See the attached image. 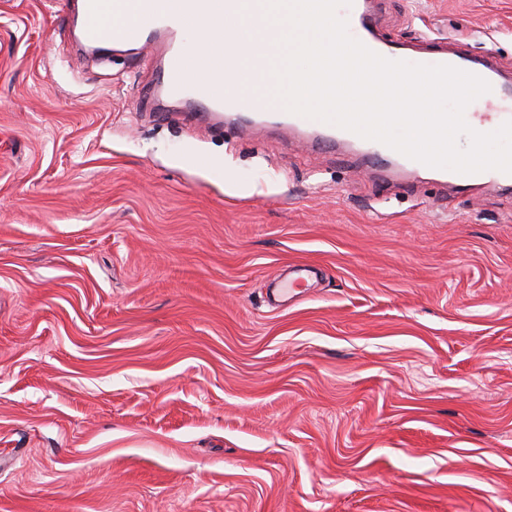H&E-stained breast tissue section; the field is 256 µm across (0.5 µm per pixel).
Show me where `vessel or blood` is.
I'll return each mask as SVG.
<instances>
[{"instance_id": "b4317fda", "label": "vessel or blood", "mask_w": 512, "mask_h": 512, "mask_svg": "<svg viewBox=\"0 0 512 512\" xmlns=\"http://www.w3.org/2000/svg\"><path fill=\"white\" fill-rule=\"evenodd\" d=\"M62 7H76L78 40L91 51L156 54L149 87L150 96L158 101L176 100L184 104L189 115L212 125L245 129L251 125L276 128L301 138L320 151L352 148L361 166L384 177L399 172L416 177L423 163L410 159L392 148L322 121L286 111L272 98L243 102L232 82L224 78V54L212 50L193 52L184 34L192 29L202 13L221 18L225 30L239 26L241 17L237 0H112V14L117 22L111 40H104L101 29L102 0H80ZM344 18L351 37L389 60L419 59L425 65H450L475 74L491 85L490 98L512 100V74L506 73L498 58L491 54L476 55L464 47L447 49L431 43L425 55H418L412 43H393L382 39L369 0H352ZM279 54L277 44L260 47L254 55V73L264 84H272L271 60ZM440 181L455 192L465 193L481 183H508L512 175L490 169L461 174L451 170L439 173Z\"/></svg>"}]
</instances>
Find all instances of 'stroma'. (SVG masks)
Wrapping results in <instances>:
<instances>
[{
	"instance_id": "stroma-1",
	"label": "stroma",
	"mask_w": 512,
	"mask_h": 512,
	"mask_svg": "<svg viewBox=\"0 0 512 512\" xmlns=\"http://www.w3.org/2000/svg\"><path fill=\"white\" fill-rule=\"evenodd\" d=\"M374 11L512 70V0ZM152 68L0 0V512H512V188L385 187Z\"/></svg>"
}]
</instances>
